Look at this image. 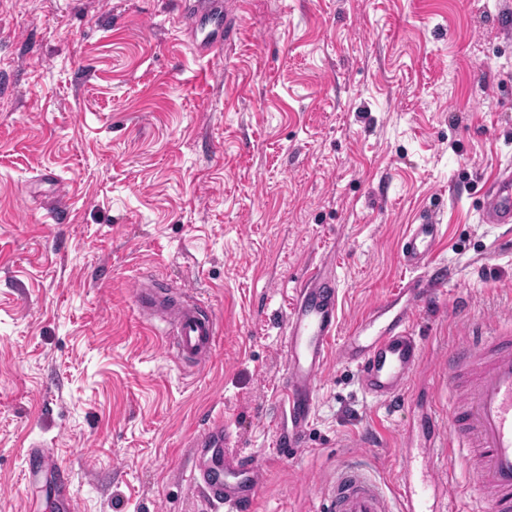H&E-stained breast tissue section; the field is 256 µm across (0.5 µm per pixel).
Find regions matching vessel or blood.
I'll return each mask as SVG.
<instances>
[{
	"mask_svg": "<svg viewBox=\"0 0 512 512\" xmlns=\"http://www.w3.org/2000/svg\"><path fill=\"white\" fill-rule=\"evenodd\" d=\"M190 31L197 53L222 51L231 21L222 0H195ZM481 214L487 224H512V170H505L486 192ZM441 231L435 218L412 225L402 246V260L423 269ZM446 285L444 274H432L401 285L375 304L339 347L342 361L355 365L363 392L372 400L398 402L422 356L411 323L416 307ZM338 283L321 268L299 288L287 316V368L281 386L288 395L287 445L299 451L315 401V386L325 368L330 340L337 328ZM136 306L149 312L161 335L175 337L176 358L206 362L218 324L210 305L187 292H163L142 282ZM448 383L454 395L447 429L434 415L423 417L432 448L465 457L472 488L487 502V512H512V326L454 347L448 353ZM227 433L211 423L195 439L194 459L181 472L215 512H247L262 483L260 467L228 451ZM440 480L433 465H418L405 449L398 484L401 512H441ZM389 497L358 461L336 472L323 492V512H391Z\"/></svg>",
	"mask_w": 512,
	"mask_h": 512,
	"instance_id": "vessel-or-blood-1",
	"label": "vessel or blood"
}]
</instances>
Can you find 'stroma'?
I'll use <instances>...</instances> for the list:
<instances>
[{"label":"stroma","mask_w":512,"mask_h":512,"mask_svg":"<svg viewBox=\"0 0 512 512\" xmlns=\"http://www.w3.org/2000/svg\"><path fill=\"white\" fill-rule=\"evenodd\" d=\"M223 2L211 59L177 0H0V512H54L59 470L76 512H211L180 472L216 418L263 471L252 512H319L357 458L395 496L418 415L448 421L449 348L512 323V224L479 214L512 168V0ZM429 212L448 284L398 411L330 353L285 453L298 288L331 269L347 336ZM145 276L215 312L197 372L138 316Z\"/></svg>","instance_id":"stroma-1"}]
</instances>
